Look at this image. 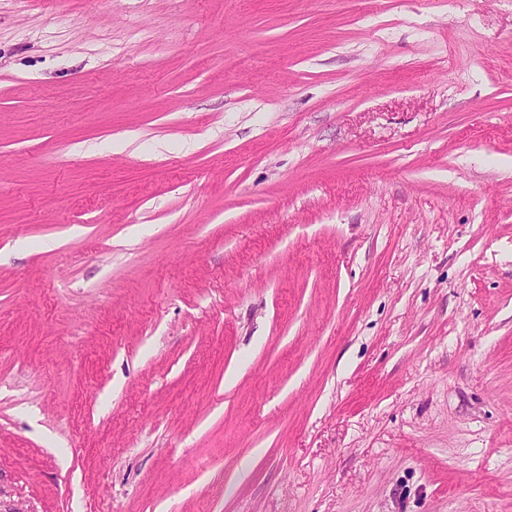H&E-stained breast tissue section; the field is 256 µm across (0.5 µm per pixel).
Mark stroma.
Instances as JSON below:
<instances>
[{
    "label": "stroma",
    "mask_w": 512,
    "mask_h": 512,
    "mask_svg": "<svg viewBox=\"0 0 512 512\" xmlns=\"http://www.w3.org/2000/svg\"><path fill=\"white\" fill-rule=\"evenodd\" d=\"M0 512H512V0H0Z\"/></svg>",
    "instance_id": "1"
}]
</instances>
